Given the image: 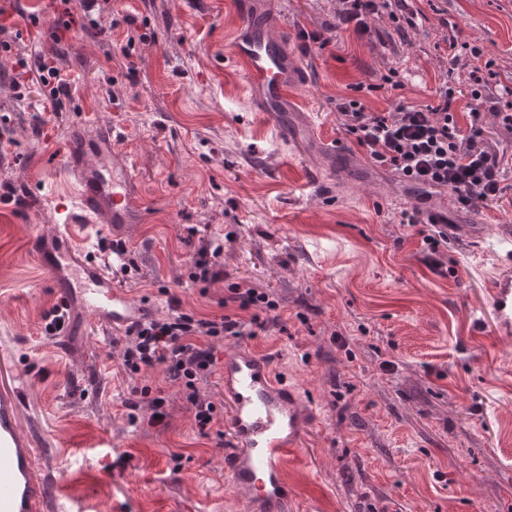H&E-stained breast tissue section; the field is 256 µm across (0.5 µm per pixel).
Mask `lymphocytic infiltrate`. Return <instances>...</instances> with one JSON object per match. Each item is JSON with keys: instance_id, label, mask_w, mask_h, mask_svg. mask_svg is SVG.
Here are the masks:
<instances>
[{"instance_id": "lymphocytic-infiltrate-1", "label": "lymphocytic infiltrate", "mask_w": 512, "mask_h": 512, "mask_svg": "<svg viewBox=\"0 0 512 512\" xmlns=\"http://www.w3.org/2000/svg\"><path fill=\"white\" fill-rule=\"evenodd\" d=\"M337 16L342 26L352 27L358 37L374 40L375 20L392 23L399 36L423 25L416 0H338ZM468 128H461L454 105V82L444 77L437 104H413L399 99L390 110L375 112L363 99L346 97L336 105L345 132L353 136L368 160L396 175L415 190L420 199L450 191L461 208L486 205L506 190L503 142L484 134L483 116L491 114L512 135V86L499 93L487 92L481 76L471 88ZM226 312L208 318L183 309L177 298L169 300L165 319L153 318L125 327L120 338L119 370L128 377L164 367L167 379L179 382L195 412L200 430L211 429L219 418L216 405L199 391L201 382L213 373L216 358L212 343L227 337L256 335L277 326L273 312L278 304L268 292L233 285L224 297Z\"/></svg>"}]
</instances>
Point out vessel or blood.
<instances>
[{
  "label": "vessel or blood",
  "instance_id": "b4317fda",
  "mask_svg": "<svg viewBox=\"0 0 512 512\" xmlns=\"http://www.w3.org/2000/svg\"><path fill=\"white\" fill-rule=\"evenodd\" d=\"M239 14L229 57L242 67L251 101L269 119L279 120L290 111L300 85L287 45L272 34L269 21L252 10L250 0H240ZM80 121L98 125L103 141L90 146L80 137L72 138L67 169L74 190L45 200L58 215L61 229L51 241L31 234L27 245L62 299H77L84 310L122 326L151 315L152 310L113 289L110 276L85 258L76 232L101 219L114 225L136 223L130 157L123 154L110 121L96 114L82 115ZM498 245L505 260L492 278L489 305L498 334L508 336L512 334V229L500 234ZM219 376L230 407L224 472L234 487L247 492L248 512H286L290 490L285 468L301 457V439L313 414L303 409L297 387L277 378L270 361L248 346L225 353ZM18 412L16 387H0V512H63V504L50 497L55 479L37 468L35 437L21 433Z\"/></svg>",
  "mask_w": 512,
  "mask_h": 512
}]
</instances>
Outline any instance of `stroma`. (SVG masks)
I'll list each match as a JSON object with an SVG mask.
<instances>
[{
    "instance_id": "35a3bbf8",
    "label": "stroma",
    "mask_w": 512,
    "mask_h": 512,
    "mask_svg": "<svg viewBox=\"0 0 512 512\" xmlns=\"http://www.w3.org/2000/svg\"><path fill=\"white\" fill-rule=\"evenodd\" d=\"M257 2L304 78L301 106L280 125L253 110L225 58L236 0H97L93 26L72 0L58 44L56 5L17 0V54L58 55L70 84L56 105L37 79L17 93L16 54L0 55V182L14 188L0 200V355L19 388L21 428L40 433L38 466L77 512L247 508L224 474L225 437L200 433L163 367L133 381L120 373V328L73 304L68 335L43 333L60 298L26 240L35 226L56 232L40 198L71 191L73 123L102 110L126 136L138 210L137 223L94 247L108 267L113 241L125 243L134 266L117 290L149 299L159 317L173 295L221 316L233 283L279 305L281 328L224 339L215 354L252 347L315 409L304 455L286 466L290 512H512V335L497 334L487 293L512 188L469 210L433 194L429 208L462 230L431 253L418 226L397 218L416 193L372 166L336 115L337 99L390 66L409 72L403 97L435 102L446 19L458 42L483 50L456 74L467 126L472 72L512 77V0H419L424 26L394 51L337 30L336 0ZM325 138L346 164L322 150ZM212 240L224 244L226 277L204 288L188 272ZM143 385L163 389L165 423L150 424L146 410L130 420L121 400Z\"/></svg>"
}]
</instances>
